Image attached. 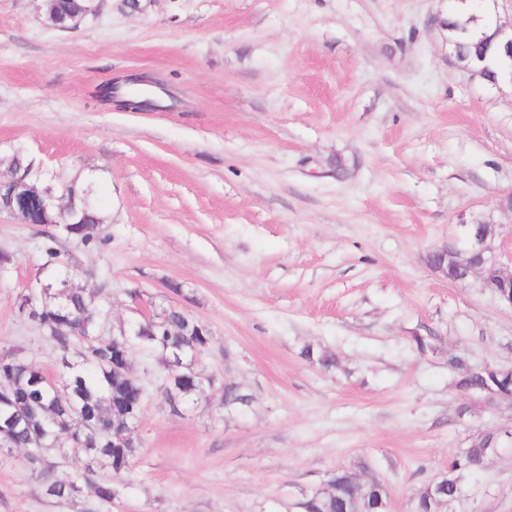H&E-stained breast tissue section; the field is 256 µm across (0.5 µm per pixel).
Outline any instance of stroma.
I'll list each match as a JSON object with an SVG mask.
<instances>
[{
    "mask_svg": "<svg viewBox=\"0 0 512 512\" xmlns=\"http://www.w3.org/2000/svg\"><path fill=\"white\" fill-rule=\"evenodd\" d=\"M43 0H0V161L20 153L56 182L91 187L99 249L59 238L108 321L131 291L178 305L213 336L214 385L172 412L146 371L132 475L101 512H296L346 469L416 498L493 410L459 416L452 353L512 367V310L480 277L450 283L428 252L460 218L500 227L512 250V81L469 78L448 55L452 0H100L71 31ZM145 74L160 110L96 97ZM52 227L0 216V349L53 374L58 354L19 315L48 282ZM426 347H418V339ZM335 355L323 370L304 345ZM251 395L224 407V386ZM22 451L0 463V512H74L49 499ZM446 512H512V445L464 477Z\"/></svg>",
    "mask_w": 512,
    "mask_h": 512,
    "instance_id": "stroma-1",
    "label": "stroma"
}]
</instances>
